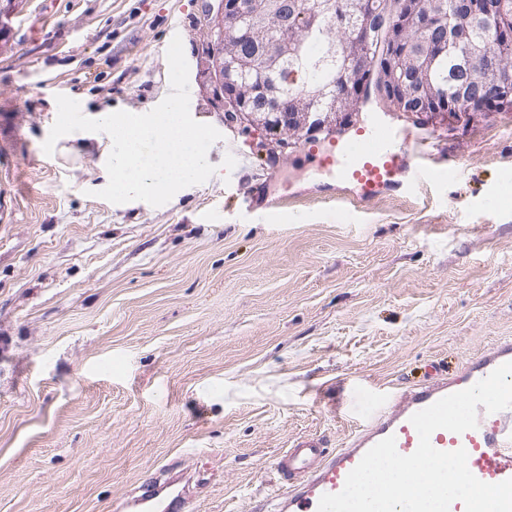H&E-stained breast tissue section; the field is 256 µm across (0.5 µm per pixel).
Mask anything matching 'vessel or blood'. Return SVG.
I'll return each instance as SVG.
<instances>
[{"label":"vessel or blood","mask_w":512,"mask_h":512,"mask_svg":"<svg viewBox=\"0 0 512 512\" xmlns=\"http://www.w3.org/2000/svg\"><path fill=\"white\" fill-rule=\"evenodd\" d=\"M330 146L318 167L331 172L335 182L349 184L362 201L399 189L412 192L424 179L444 181L454 172L455 161L442 156L431 135H414L375 119L357 136H328ZM512 361V340L507 339L468 358L450 374H435L428 381L397 391L391 397L358 392L352 409L359 424L342 448L328 450L317 440L293 442L278 454L273 470L279 489L272 512H318L322 495L340 492L349 472L376 443L394 437L400 454H412L419 437L411 416L439 399L467 389L503 363ZM431 443L440 451L465 449L472 474L486 483L512 479V408L496 413L479 411L476 429L457 434L433 432ZM183 475L164 484L146 485L134 505L144 512H192Z\"/></svg>","instance_id":"1"}]
</instances>
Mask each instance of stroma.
Instances as JSON below:
<instances>
[{
  "instance_id": "obj_1",
  "label": "stroma",
  "mask_w": 512,
  "mask_h": 512,
  "mask_svg": "<svg viewBox=\"0 0 512 512\" xmlns=\"http://www.w3.org/2000/svg\"><path fill=\"white\" fill-rule=\"evenodd\" d=\"M217 4L19 0L0 41V512H123L181 469L193 512H264L278 453L344 446L355 390L512 337V110L386 112L435 135L453 177L322 202L305 147L273 161L225 126L196 54ZM176 36L217 171L159 207L110 203L109 135L45 154L55 97L152 110ZM262 183L287 208L267 216Z\"/></svg>"
}]
</instances>
